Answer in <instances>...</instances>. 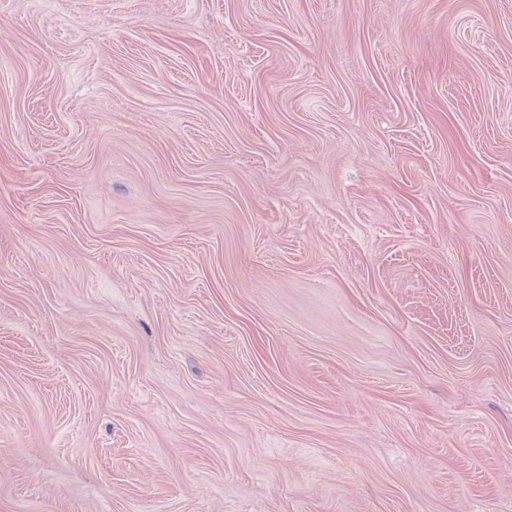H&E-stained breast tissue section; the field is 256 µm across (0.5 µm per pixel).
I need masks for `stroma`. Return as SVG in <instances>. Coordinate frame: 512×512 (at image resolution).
<instances>
[{"label":"stroma","instance_id":"stroma-1","mask_svg":"<svg viewBox=\"0 0 512 512\" xmlns=\"http://www.w3.org/2000/svg\"><path fill=\"white\" fill-rule=\"evenodd\" d=\"M0 512H512V0H0Z\"/></svg>","mask_w":512,"mask_h":512}]
</instances>
